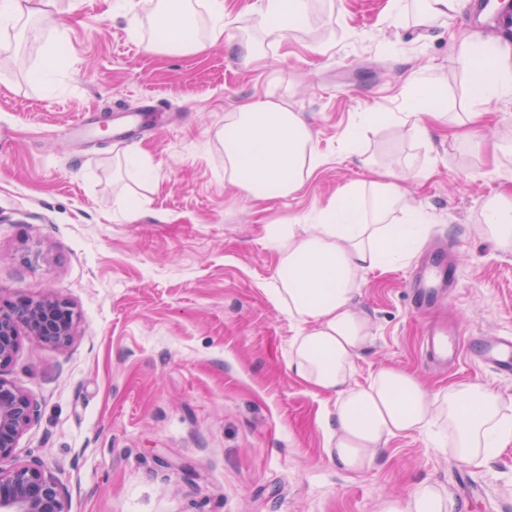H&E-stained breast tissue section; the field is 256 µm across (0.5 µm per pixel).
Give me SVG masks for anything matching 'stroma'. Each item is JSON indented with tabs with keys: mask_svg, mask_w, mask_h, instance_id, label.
Here are the masks:
<instances>
[{
	"mask_svg": "<svg viewBox=\"0 0 512 512\" xmlns=\"http://www.w3.org/2000/svg\"><path fill=\"white\" fill-rule=\"evenodd\" d=\"M420 0H310L305 23L263 40L243 64L258 0H224V33L210 40L194 5L201 52L147 51L153 14L140 0H53L49 22L0 29V299L53 294L78 315L62 348L21 339L5 378L40 406L12 462L39 461L69 512H380L429 482L451 512H512V441L482 464L461 460L442 422L391 438L362 475L327 452L328 395L288 370L300 323L270 300L280 253L274 229L314 223L336 191L368 187L390 167L425 214L422 245L453 243L458 283L419 311L406 283L415 254L366 270L354 303L370 342L352 381L385 365L431 390L477 383L512 407V378L461 350L451 369L422 353L425 327L468 337L512 336V248L485 219L512 196V98L479 123L460 57L469 12L419 22ZM139 33H131V17ZM482 32L512 48V0H497ZM62 42L54 73L38 72ZM436 80L432 109L452 125L410 115L414 80ZM153 97L158 127L110 136L112 111ZM282 103L309 125L317 166L285 198L256 201L224 176L218 137L240 104ZM95 109L91 138L68 126ZM138 153L142 167L126 160ZM482 495L459 496L461 478Z\"/></svg>",
	"mask_w": 512,
	"mask_h": 512,
	"instance_id": "obj_1",
	"label": "stroma"
}]
</instances>
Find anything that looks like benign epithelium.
I'll return each instance as SVG.
<instances>
[{
    "instance_id": "benign-epithelium-1",
    "label": "benign epithelium",
    "mask_w": 512,
    "mask_h": 512,
    "mask_svg": "<svg viewBox=\"0 0 512 512\" xmlns=\"http://www.w3.org/2000/svg\"><path fill=\"white\" fill-rule=\"evenodd\" d=\"M77 320L71 304L44 294L16 302L0 300V372L16 355L21 335L66 347ZM38 415V404L0 376V460L14 455L18 441ZM0 512H68L59 483L38 462L0 467Z\"/></svg>"
}]
</instances>
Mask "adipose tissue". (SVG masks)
Masks as SVG:
<instances>
[{
	"label": "adipose tissue",
	"mask_w": 512,
	"mask_h": 512,
	"mask_svg": "<svg viewBox=\"0 0 512 512\" xmlns=\"http://www.w3.org/2000/svg\"><path fill=\"white\" fill-rule=\"evenodd\" d=\"M168 35L149 43L152 51L203 50L186 38L193 22L192 0H158ZM306 0H262L257 24L278 42L306 20ZM461 65L475 104L512 95V58L492 37L470 34ZM224 174L254 200L298 191L313 166L311 136L301 117L270 100L243 103L224 125ZM393 170L377 171L369 192L350 185L324 209L319 223L289 234L279 244L275 304L305 328L294 337L288 369L310 388L335 400L327 417L328 453L337 468L359 475L396 435L426 429L446 417L457 435V452L469 461L494 453L512 439V420L493 390L463 385L428 390L414 374L384 367L367 384L351 381L354 362L370 339L368 318L353 303L361 273L393 260L404 250L407 232L392 215L407 209ZM447 498L433 485L415 486L404 502L388 500L381 512H448Z\"/></svg>",
	"instance_id": "ef3b65f1"
}]
</instances>
